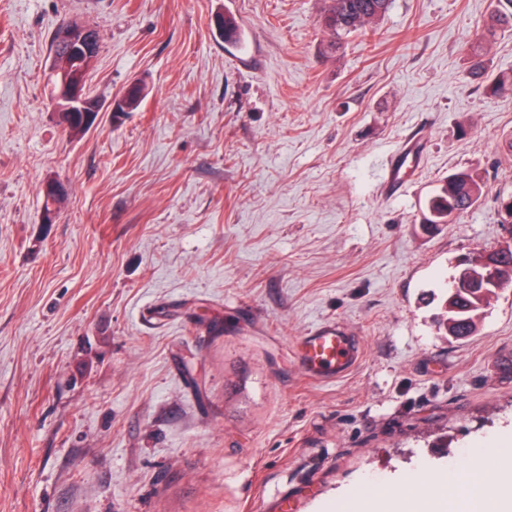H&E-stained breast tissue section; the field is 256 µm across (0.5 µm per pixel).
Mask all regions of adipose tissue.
Listing matches in <instances>:
<instances>
[{
  "label": "adipose tissue",
  "mask_w": 512,
  "mask_h": 512,
  "mask_svg": "<svg viewBox=\"0 0 512 512\" xmlns=\"http://www.w3.org/2000/svg\"><path fill=\"white\" fill-rule=\"evenodd\" d=\"M497 468V483L485 479L486 465ZM395 486H424L416 498L379 493L373 480H362L350 512H512V441L494 438L472 445L465 464L421 463L394 478Z\"/></svg>",
  "instance_id": "adipose-tissue-1"
}]
</instances>
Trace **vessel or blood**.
<instances>
[{"label":"vessel or blood","instance_id":"b4317fda","mask_svg":"<svg viewBox=\"0 0 512 512\" xmlns=\"http://www.w3.org/2000/svg\"><path fill=\"white\" fill-rule=\"evenodd\" d=\"M413 155L396 154L381 167V181L386 193L401 191L406 174L414 168ZM295 354L304 374L317 381L340 379L359 364L361 350L340 326L325 324L301 337L295 344Z\"/></svg>","mask_w":512,"mask_h":512}]
</instances>
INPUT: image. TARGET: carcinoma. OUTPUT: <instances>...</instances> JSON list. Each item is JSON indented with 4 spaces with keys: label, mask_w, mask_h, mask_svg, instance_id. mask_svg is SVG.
Wrapping results in <instances>:
<instances>
[{
    "label": "carcinoma",
    "mask_w": 512,
    "mask_h": 512,
    "mask_svg": "<svg viewBox=\"0 0 512 512\" xmlns=\"http://www.w3.org/2000/svg\"><path fill=\"white\" fill-rule=\"evenodd\" d=\"M392 0H325L322 16L324 27L334 38V43L352 33H373L376 26L388 12ZM496 27L491 35L499 32L512 34V0H497L494 13ZM224 42L235 44L242 39V33L235 18L224 15ZM481 198V185L478 176L459 171L448 175L429 198L424 221L428 224H453L461 215L472 209ZM494 269L505 279L506 285L512 284V244L494 252ZM426 305L434 306L435 323L438 332L444 336L460 339L477 332L489 298L475 293H459L448 299V290L430 293L423 297Z\"/></svg>",
    "instance_id": "cac0c4a2"
}]
</instances>
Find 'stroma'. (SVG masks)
<instances>
[{"label": "stroma", "mask_w": 512, "mask_h": 512, "mask_svg": "<svg viewBox=\"0 0 512 512\" xmlns=\"http://www.w3.org/2000/svg\"><path fill=\"white\" fill-rule=\"evenodd\" d=\"M323 7L0 0V512H331L358 476L458 462L512 424V286L464 340L421 301L507 242L512 96L489 86L512 35L485 43L492 0H393L335 46ZM69 18L99 35L78 136L50 101ZM133 82L138 108L112 112ZM414 142L420 171L385 193ZM458 171L478 204L423 223ZM328 323L362 358L320 382L294 344ZM405 150L391 157L380 169L383 190L388 194L401 191L405 186L408 170L419 166L410 152L403 156Z\"/></svg>", "instance_id": "1"}]
</instances>
